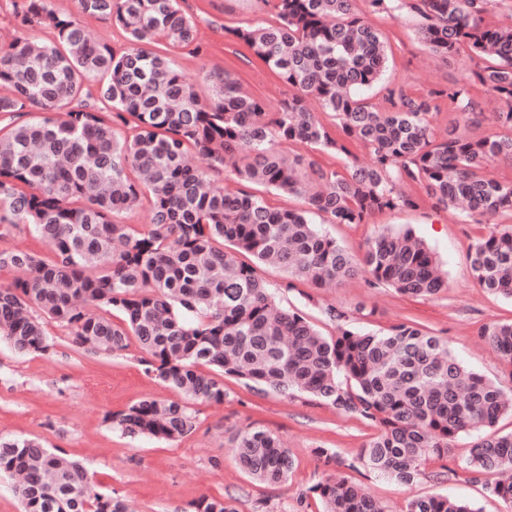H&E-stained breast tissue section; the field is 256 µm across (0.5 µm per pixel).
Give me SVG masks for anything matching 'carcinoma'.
<instances>
[{"mask_svg": "<svg viewBox=\"0 0 512 512\" xmlns=\"http://www.w3.org/2000/svg\"><path fill=\"white\" fill-rule=\"evenodd\" d=\"M489 0H369L374 13L419 18L418 39L435 56L466 63L460 78L432 97L386 92L380 110L364 90L381 81L388 60L382 33L355 12V0H276V20L235 32L251 54L288 85L275 111L229 75L203 70L202 99L166 44L202 49L195 22L179 0H79L80 11L121 26L130 47L116 52L88 38L50 0H23L27 27L47 23L57 41L14 37L0 44V227L27 224L51 245L44 258L0 250V270L23 277L0 284V338L18 353H45V319L67 327L86 352L114 355L135 340L149 356L146 372L183 396L142 400L111 415L124 434L176 440L191 433V403L221 404L224 378L241 379L286 397L302 394L359 418L374 429L358 464L401 486L416 484L426 462L446 459L463 433L476 434L454 475L482 484L512 512V432L493 431L512 415L502 386L464 366L447 342L416 321L385 332L351 326L330 305L336 335L324 336L300 312L282 307L258 274L274 265L317 288L361 273L369 285L431 299L447 288L430 249L410 228L370 237L360 259L320 233L312 215L331 224H363L377 211L416 209L419 185L436 206L465 209L475 224L512 215V180L494 177L491 162H512V28L485 21ZM481 86L501 102L503 132L470 137ZM459 114L437 138L432 98ZM334 113L329 128L308 101ZM371 152L362 164L349 144ZM282 144L307 153L285 156ZM199 154L210 172L191 168ZM317 153L342 154L326 169ZM246 186L304 198L279 209L245 189L224 191V176ZM147 205L140 232L118 214ZM472 276L512 299V226L494 225L470 248ZM481 336L512 366V322H490ZM236 462L252 480H288L293 456L268 430L251 426L236 440ZM15 481L23 512H126L96 490L81 464L37 438L0 440V475ZM319 512H389L337 472L303 494ZM191 512H238L231 498L203 495ZM403 512H479L470 501L417 495Z\"/></svg>", "mask_w": 512, "mask_h": 512, "instance_id": "cac0c4a2", "label": "carcinoma"}]
</instances>
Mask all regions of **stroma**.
<instances>
[{
	"label": "stroma",
	"instance_id": "1",
	"mask_svg": "<svg viewBox=\"0 0 512 512\" xmlns=\"http://www.w3.org/2000/svg\"><path fill=\"white\" fill-rule=\"evenodd\" d=\"M180 4L196 22L201 46L197 52L189 47L169 51L188 81H199L206 67L238 79L268 109L287 97V85L231 35L239 27L273 21L271 0H180ZM51 7L60 15L80 16L77 0H51ZM355 8L386 36L389 61L384 86L424 96L459 78L460 61L436 60L420 44L414 14L396 20L374 14L368 0H356ZM80 18L96 39L115 51L128 48L120 26ZM383 88L369 90L372 102L382 103ZM315 223L356 256L376 232L411 228L433 251L448 286L435 298L416 300L386 286L371 287L362 274L331 288H317L305 281L289 282L279 268L261 267V276L284 307L302 312L325 336L336 333L324 314L329 305L354 313V325L363 331H384L395 323L416 320L444 338L467 367L504 388L512 387V366L478 334L486 323L512 321V300L490 294L469 270V248L487 233V225L465 221L428 199L413 211L375 213L364 224H329L320 217ZM46 330L51 347L44 354H21L0 340V438H40L48 448L80 461L95 488L115 493L134 512H190L191 503L203 495L234 499L239 512H301L302 492L328 475L317 467L314 449H331L349 462L372 433L359 419L309 397L259 393L228 377L223 403H194L196 427L189 435L175 441L133 438L113 428L110 414L145 399L177 397L154 375L146 374L145 354L138 344L130 343L116 355L91 354L73 345L59 323L47 322ZM250 425L264 427L291 448L295 468L288 482L267 486L239 469L235 438ZM471 442L470 435H461L448 460L430 461L421 479L408 488L364 469L351 471L350 476L391 512H403L413 496L435 493L467 499L481 512H502V504L486 497L481 484L448 471L468 456Z\"/></svg>",
	"mask_w": 512,
	"mask_h": 512
}]
</instances>
